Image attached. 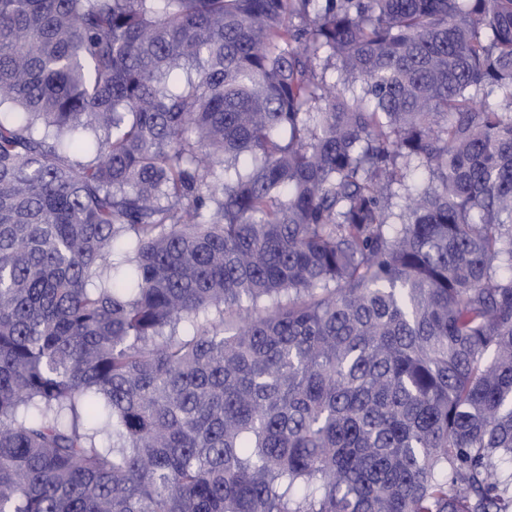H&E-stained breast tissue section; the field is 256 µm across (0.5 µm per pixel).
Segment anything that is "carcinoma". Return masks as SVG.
Listing matches in <instances>:
<instances>
[{"instance_id": "carcinoma-1", "label": "carcinoma", "mask_w": 512, "mask_h": 512, "mask_svg": "<svg viewBox=\"0 0 512 512\" xmlns=\"http://www.w3.org/2000/svg\"><path fill=\"white\" fill-rule=\"evenodd\" d=\"M505 464L512 0H0V512H512Z\"/></svg>"}]
</instances>
